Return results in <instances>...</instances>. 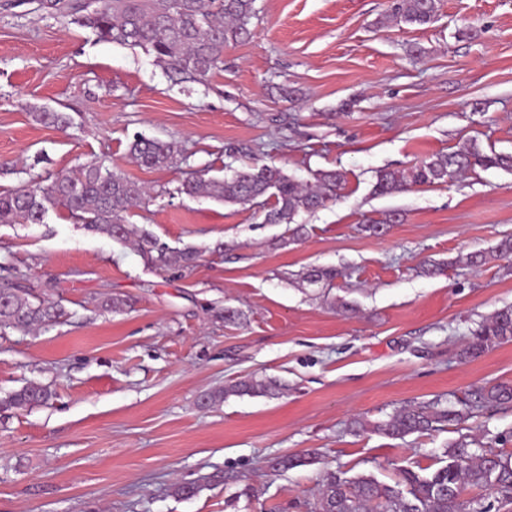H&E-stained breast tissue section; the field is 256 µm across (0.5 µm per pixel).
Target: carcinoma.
Returning <instances> with one entry per match:
<instances>
[{"label":"carcinoma","mask_w":512,"mask_h":512,"mask_svg":"<svg viewBox=\"0 0 512 512\" xmlns=\"http://www.w3.org/2000/svg\"><path fill=\"white\" fill-rule=\"evenodd\" d=\"M77 12V22L104 42L137 46L154 54L183 81L204 82L224 63V50L251 37L249 23L256 13L255 0H88ZM438 0H393L391 15L409 25L432 23ZM41 123L65 127L69 117L62 112L35 113ZM131 157L148 169H166L177 163L180 146L139 136L129 146ZM476 167L512 171V154H486L467 148L437 154L413 166L408 172L378 171L374 192L387 195L416 185L442 183L455 173ZM339 170L320 171L314 183L304 185L281 168L257 161L234 171L229 177H205L201 173L183 180L177 193L206 197L220 203L247 204L262 197L274 199L264 211L265 224H292L301 212H313L336 199L343 189ZM147 191L137 182L104 168L86 163L55 177L49 184L0 190V224H42L49 209L62 206L70 216L92 232L134 245L144 261L157 268H189L198 252L193 248L174 251L127 220L129 209L145 200ZM512 258V237L503 238L490 252H474L468 261L480 267L493 260ZM340 275L333 267H312L299 274L301 282L317 285ZM63 316L55 302L38 298L10 276L0 287V329L28 332L48 326ZM512 342V306L494 312L474 333L463 351L466 358L480 356L488 349ZM283 385L276 379H243L206 394L201 404L213 406L236 396H276ZM51 390L42 385H27L0 399L5 408H30L48 402ZM512 403V382L498 383L477 392L469 408ZM462 413L409 407L388 419L369 426L354 421V426L371 427L389 438H404L414 433L436 430L458 421ZM447 463L422 475L411 469L401 472L396 485L382 483L371 476L346 478L340 472L326 474L320 491L318 512H488L475 500L461 494L468 485L495 490L512 500V459L495 456L488 461L469 448L466 442L454 443L444 451ZM313 453L282 456L272 468L276 471L304 467L316 462Z\"/></svg>","instance_id":"carcinoma-1"}]
</instances>
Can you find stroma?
<instances>
[{
	"mask_svg": "<svg viewBox=\"0 0 512 512\" xmlns=\"http://www.w3.org/2000/svg\"><path fill=\"white\" fill-rule=\"evenodd\" d=\"M75 3L0 0V189L101 163L149 192L130 223L199 259L157 270L61 207L42 224H0V266L64 309L34 333L0 330V398L29 384L55 392L0 409V512H316L329 469L392 484L401 469H437L461 440L511 456L512 404L465 408L512 381V342L461 353L512 306V262H467L512 235V172L388 195L373 185L378 170L464 146L512 153V0H440L426 26L390 18V0H256L251 38L204 83L97 41L74 22ZM43 110L72 122L35 121ZM139 135L177 141L176 165H138L128 147ZM257 159L302 181L344 173L336 200L296 216L300 240L264 223L266 199L177 192L188 173ZM371 220L386 232L363 231ZM428 260L446 272L422 275ZM311 267L339 275L309 288L298 275ZM108 296L123 309L102 310ZM248 377L285 390L201 406ZM408 406L465 417L402 439L348 428ZM311 451L315 464L266 468ZM219 471L223 483H210ZM180 484L200 491L178 497Z\"/></svg>",
	"mask_w": 512,
	"mask_h": 512,
	"instance_id": "obj_1",
	"label": "stroma"
}]
</instances>
